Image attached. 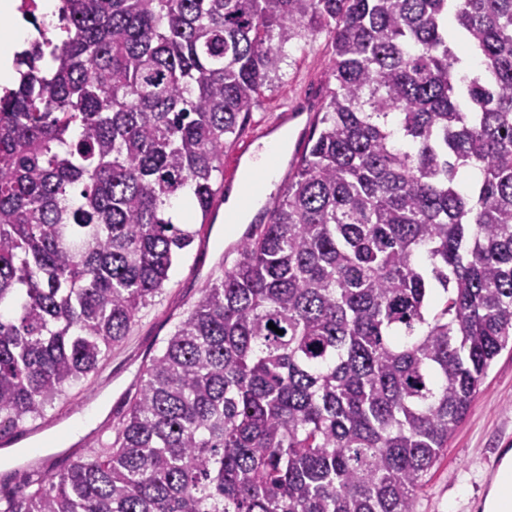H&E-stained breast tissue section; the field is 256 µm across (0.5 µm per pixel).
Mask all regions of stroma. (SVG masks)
Instances as JSON below:
<instances>
[{
  "label": "stroma",
  "instance_id": "obj_1",
  "mask_svg": "<svg viewBox=\"0 0 512 512\" xmlns=\"http://www.w3.org/2000/svg\"><path fill=\"white\" fill-rule=\"evenodd\" d=\"M331 41L321 32L292 47L282 64L281 78L263 89L257 107L238 135L224 149L225 160L255 132L277 117L278 104L289 95L314 92L330 71ZM239 236L226 233L223 222L207 223L182 259L176 261L163 291L143 308L126 339L102 363L99 375L69 388L62 400L47 409V417L65 414L83 418L86 401L100 409L84 420L81 430L67 434L65 425L49 430L62 447L77 448L99 423L120 416L136 392L150 361L161 354L176 325L198 300L202 288L222 277L238 258ZM512 448V349L492 362L464 421L456 429L438 464L427 475L418 512H482L480 504L494 480L504 449Z\"/></svg>",
  "mask_w": 512,
  "mask_h": 512
}]
</instances>
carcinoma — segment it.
I'll list each match as a JSON object with an SVG mask.
<instances>
[{
  "label": "carcinoma",
  "mask_w": 512,
  "mask_h": 512,
  "mask_svg": "<svg viewBox=\"0 0 512 512\" xmlns=\"http://www.w3.org/2000/svg\"><path fill=\"white\" fill-rule=\"evenodd\" d=\"M0 91V433L99 372L207 219L286 48L331 37L292 177L114 441L0 512H418L512 344V0H59ZM284 331L279 335L268 327Z\"/></svg>",
  "instance_id": "1"
}]
</instances>
